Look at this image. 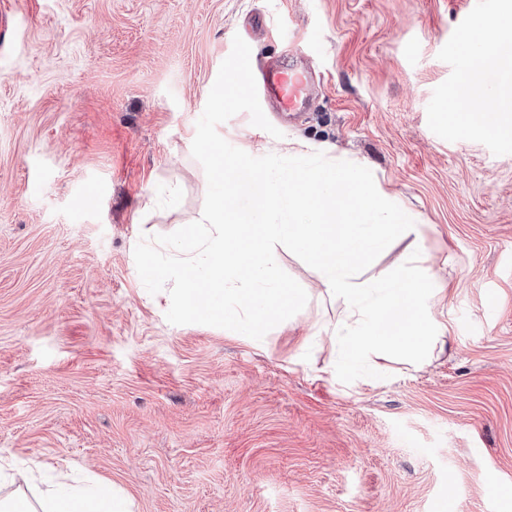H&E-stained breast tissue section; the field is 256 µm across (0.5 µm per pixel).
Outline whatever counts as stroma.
I'll list each match as a JSON object with an SVG mask.
<instances>
[{
  "label": "stroma",
  "instance_id": "stroma-1",
  "mask_svg": "<svg viewBox=\"0 0 512 512\" xmlns=\"http://www.w3.org/2000/svg\"><path fill=\"white\" fill-rule=\"evenodd\" d=\"M505 0H0V454L70 465L133 512H512V136L453 125L454 46ZM254 67L304 57L321 92L274 138L367 166L421 236L448 332L416 366L342 383L345 314L285 247L303 310L256 341L173 325L134 244L204 207L191 153L222 61L255 15Z\"/></svg>",
  "mask_w": 512,
  "mask_h": 512
}]
</instances>
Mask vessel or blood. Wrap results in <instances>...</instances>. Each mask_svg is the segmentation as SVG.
Here are the masks:
<instances>
[{"mask_svg":"<svg viewBox=\"0 0 512 512\" xmlns=\"http://www.w3.org/2000/svg\"><path fill=\"white\" fill-rule=\"evenodd\" d=\"M309 66L304 61L285 65L269 64L262 72L258 84L260 96L279 112H301L307 109L314 88L307 78Z\"/></svg>","mask_w":512,"mask_h":512,"instance_id":"1","label":"vessel or blood"}]
</instances>
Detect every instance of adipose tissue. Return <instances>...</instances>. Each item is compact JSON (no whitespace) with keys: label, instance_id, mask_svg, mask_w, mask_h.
Instances as JSON below:
<instances>
[{"label":"adipose tissue","instance_id":"1","mask_svg":"<svg viewBox=\"0 0 512 512\" xmlns=\"http://www.w3.org/2000/svg\"><path fill=\"white\" fill-rule=\"evenodd\" d=\"M464 43L477 55L478 65L455 93L450 111L452 123L460 127L479 126L497 136H512V0L495 18L477 19L467 30ZM501 71L507 81L499 94L489 95L485 70ZM0 512H130L110 483L94 481L82 491H71L60 481L54 493L29 500L23 488L0 497Z\"/></svg>","mask_w":512,"mask_h":512}]
</instances>
